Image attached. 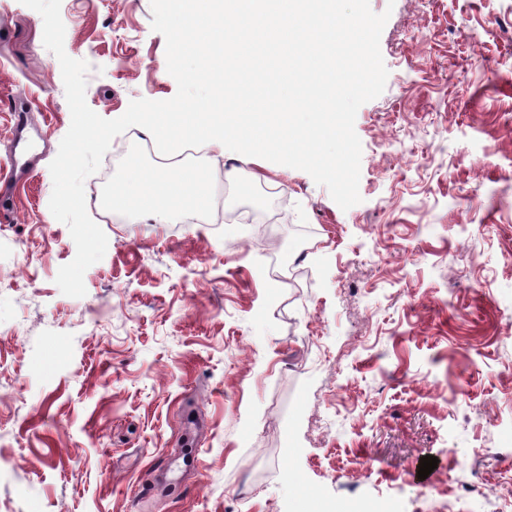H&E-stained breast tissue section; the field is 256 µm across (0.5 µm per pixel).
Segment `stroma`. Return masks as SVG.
Masks as SVG:
<instances>
[{
  "label": "stroma",
  "mask_w": 512,
  "mask_h": 512,
  "mask_svg": "<svg viewBox=\"0 0 512 512\" xmlns=\"http://www.w3.org/2000/svg\"><path fill=\"white\" fill-rule=\"evenodd\" d=\"M389 12L363 104L360 203L204 146L209 205L166 224L112 205L132 127L87 178L108 239L86 294L49 170L71 114L43 19L0 0V512H494L512 499V0ZM86 102L114 119L177 91L150 0H62ZM296 285L277 277L281 262ZM438 459L426 479L425 456Z\"/></svg>",
  "instance_id": "obj_1"
}]
</instances>
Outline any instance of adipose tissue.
Returning a JSON list of instances; mask_svg holds the SVG:
<instances>
[{
    "label": "adipose tissue",
    "instance_id": "1",
    "mask_svg": "<svg viewBox=\"0 0 512 512\" xmlns=\"http://www.w3.org/2000/svg\"><path fill=\"white\" fill-rule=\"evenodd\" d=\"M113 198L133 211L164 221L176 214L205 210L207 176L201 168L182 167L173 182L161 186L149 172L135 166L114 189Z\"/></svg>",
    "mask_w": 512,
    "mask_h": 512
}]
</instances>
